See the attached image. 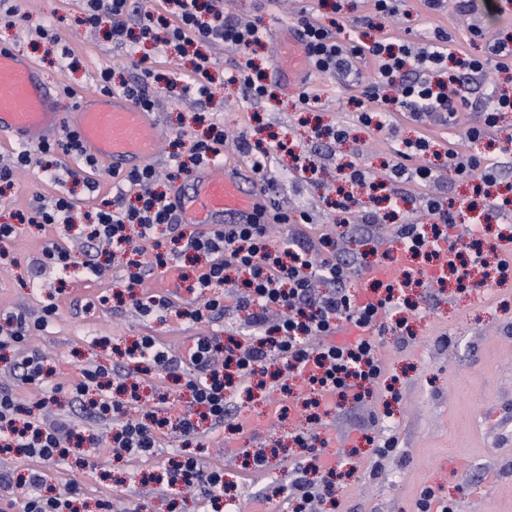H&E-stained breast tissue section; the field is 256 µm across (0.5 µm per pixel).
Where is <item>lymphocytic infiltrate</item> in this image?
Here are the masks:
<instances>
[{
	"label": "lymphocytic infiltrate",
	"mask_w": 512,
	"mask_h": 512,
	"mask_svg": "<svg viewBox=\"0 0 512 512\" xmlns=\"http://www.w3.org/2000/svg\"><path fill=\"white\" fill-rule=\"evenodd\" d=\"M84 23L90 28L109 24L116 42L124 43L128 55L139 52L140 39L162 42L170 53L182 54L194 44L224 45L241 54L235 65L236 79L248 101L257 103L271 96L270 84L255 67L250 52L260 41L259 22H241L226 14L224 0H164L163 7L149 8L141 0H84ZM137 18L141 37L125 40L126 21ZM344 25L340 20L323 22L307 14L297 19L295 30L309 64L317 71L341 77L354 76L359 88L354 101L363 125H371L379 112H403L415 122L438 116L455 118L465 102L460 93L463 80L479 81L488 70L504 74L502 83L494 85L481 106L479 121L464 132L472 143L484 140L498 131L503 116L512 112V43L496 37L485 27L470 29L471 41L484 43L482 56L456 54L448 47L450 37L435 28L432 39L422 47L396 44L382 34L372 42L351 44L341 39ZM370 59L374 69L369 75L353 72V61ZM212 59L198 55L191 81L177 72L162 73L143 68L139 80L113 82L111 68L99 73L101 91H117L137 101L146 110H154V84H162L172 98L197 95L212 99L210 81ZM224 136L210 140L186 139L177 135L169 146L173 162L167 181L175 183L189 174L191 168L223 156ZM238 148L252 162V170L267 197L264 222L246 224H214L184 233L179 199L174 194L157 191V171L148 164L124 174L123 180L135 187V195L118 191L112 198L96 206V220L86 228L81 251L52 244L45 247L38 269L81 268L87 278L102 275L100 255L110 256L114 264H122L127 253L143 256L145 263L134 284L155 269L165 268L192 252L206 257L207 263L193 284L196 303L190 307L175 304L164 295L140 297L130 294L131 305L143 315L158 319L173 316L195 323H209L224 315V294L232 292L235 307L248 315L255 335L249 341L234 336L203 335L194 337L182 358L170 357L158 339L139 336L123 356V378L137 377L150 371L172 375L181 382L183 391L162 393L158 403L142 416L127 417V403H140L137 391H130L129 401L115 399L111 367L92 364L81 369L77 379L60 386L53 380L54 370L47 367L43 356L30 351L32 336L43 331L57 315V306L45 304L38 318L23 312H11L0 321V350L13 349L14 360L9 369L10 384L0 385V454H17L31 460L21 481L12 473L0 472V486L19 485L22 512H76L81 491L76 484L55 490L45 468L53 463L76 459L88 465L79 439L80 429L70 420L52 419L49 406L66 400L70 410L89 414L112 430V445L136 458H151L158 446V435L167 430L177 434L183 449L150 475L159 485L179 486L199 491L208 499L213 512H219L224 499V471L205 466L196 450L202 445L201 424L210 428L223 426L231 416L240 394L253 388H267L281 402V418L299 413L306 429L294 432L297 445L306 448L312 462H319L322 440L314 433L332 407V399L360 400L382 379L384 364L379 353L378 336L386 321L395 328L406 324L405 311H417L405 290L414 281L411 271H403L395 282L373 281L370 297L360 300L348 286L353 273L366 270L368 263L359 258H346L334 236L325 233L317 241L291 239L286 247L274 248L269 236L273 224L289 221L276 199L277 184L269 168L273 153L287 151L286 142L271 145L262 139L240 136ZM57 157L79 155L80 146L73 131L56 140L38 144L36 149L19 147L12 165L0 166V182L10 181L14 167L30 165L33 154ZM448 168L459 179L470 182L475 194L486 193L501 177L488 166L485 157L475 153H459L449 149L435 152L428 137L398 140L391 163L386 166V180H379L354 163L339 165L338 173L366 190H384L385 213L369 212L365 223L393 222V239L405 251L422 257L434 269L428 287L444 289V273H451L459 290L478 287L475 269H483L486 277L506 276L512 264L499 259L488 265L482 251V230L490 223L494 211L505 207L502 199L489 201L484 209L475 203L453 196L431 195L425 210L431 218L423 225L401 216V199L388 193L391 182H434L440 168ZM469 227L467 238L452 237L456 224ZM352 325L359 334L354 341L337 342L344 325ZM301 379L308 395L293 396L290 382ZM38 386L46 389L42 398L24 404L16 396L18 389ZM291 490L296 498L295 512H315L318 503L334 499L336 483L326 477L313 484L302 467H295Z\"/></svg>",
	"instance_id": "obj_1"
}]
</instances>
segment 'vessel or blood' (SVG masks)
I'll use <instances>...</instances> for the list:
<instances>
[{"label":"vessel or blood","instance_id":"b4317fda","mask_svg":"<svg viewBox=\"0 0 512 512\" xmlns=\"http://www.w3.org/2000/svg\"><path fill=\"white\" fill-rule=\"evenodd\" d=\"M67 126L76 131L84 156L107 162L114 172L148 164L165 135L155 113L119 93L80 95L77 110L66 112L34 62L0 48V133L39 143L56 139ZM185 185L180 213L187 224H243L266 206L251 168L243 164L225 166L219 176L204 166Z\"/></svg>","mask_w":512,"mask_h":512}]
</instances>
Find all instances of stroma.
Returning a JSON list of instances; mask_svg holds the SVG:
<instances>
[{
    "label": "stroma",
    "mask_w": 512,
    "mask_h": 512,
    "mask_svg": "<svg viewBox=\"0 0 512 512\" xmlns=\"http://www.w3.org/2000/svg\"><path fill=\"white\" fill-rule=\"evenodd\" d=\"M15 6L16 16L0 18V47L35 61L47 83L79 94L96 91L98 75L109 62L125 80L140 76L124 48L108 40L105 32L90 33L80 24L81 0H15ZM224 7L240 16L261 17L264 35L257 54L269 83L279 85L280 93L277 99L260 105L246 102L240 83L230 79L238 54L222 46L211 48L218 73L212 105L201 107L192 95L174 100L164 92L156 94V113L165 129L153 160L158 169L169 164L168 142L176 132L205 135V126L196 121L205 109L217 114L226 134L250 130L258 123L267 133L287 136L299 150L319 153L327 174L349 160L380 173L393 153L395 137L412 138L422 129L434 137L438 148L451 145L460 151L470 150L463 133L477 122L495 75L470 85L469 105L459 110L454 126L442 125L433 117L420 126L406 114L392 112L384 115L382 129H367L359 124L357 109L350 102L351 88L332 74L291 72L287 54L275 52L279 30L292 26L300 10L321 11L319 0H280L275 7L267 0H226ZM396 7L387 27L418 46L427 43L438 26L461 42L468 24L490 23L479 11L462 19L455 11V0H446L442 12L433 15L422 11L418 0H398ZM40 27L68 47L74 60L71 70L60 71L54 56L47 54L46 43L36 35ZM303 90L317 95L321 124L349 131L346 144L311 139L296 106ZM270 170L289 213L304 210L312 217L308 224L274 226L276 243H285L298 233L315 239L333 231L342 238L344 255L364 254L372 262L381 261L384 251L392 248L389 227L366 231L361 226V216L373 209V201L364 200L361 208L340 216L325 203V184L301 177L287 156L272 154ZM62 194L75 202V228L59 225L40 230L23 225L11 247L13 262L0 264V313L36 312L49 302L58 307L56 318L32 341L33 349L54 367L55 382L68 384L83 365L113 360L116 342L145 333L157 336L176 356L185 352L191 336L200 333L249 334L243 314L234 310L215 322L192 326L172 316L163 322L146 318L111 299L100 304V296L110 298L114 291L125 289L127 279L120 267L106 269L96 280L86 279L75 269L62 273L50 268L32 276L31 269L47 243L64 244L78 237V227L84 224L91 203L83 185L72 179L55 185L43 183L35 163L16 169L11 187H0V199L6 201L5 207H0V222ZM410 298L419 306L418 313L409 318L412 340L385 331L380 338L385 363L382 383L362 401L344 402L320 427L328 441L326 458L338 460L356 450L352 462L357 471L338 479L335 502L320 505L319 512H417L420 494L427 488L452 512H512V277L492 282L478 294L416 287ZM268 404L260 394L238 402L235 417L209 432L198 451L204 465L223 468L235 512H292L289 498H268L266 487L273 483L289 488L292 467L303 460L304 452L289 439L295 419L278 422L267 418ZM247 420L258 423V430L234 432V423ZM371 436L376 441L394 438L393 452L377 457L373 444L367 442ZM158 442L155 454L146 460L118 456L105 445L88 443L86 453L95 460V467L83 468L71 461L55 465L49 470L51 483L59 489L77 483L85 491L90 512H101L98 503L106 498L111 499L114 512H209L205 501L184 497L178 488L142 483L144 474L179 452V442L172 436L160 435ZM247 448L268 449L263 473L242 469V453Z\"/></svg>",
    "instance_id": "stroma-1"
}]
</instances>
